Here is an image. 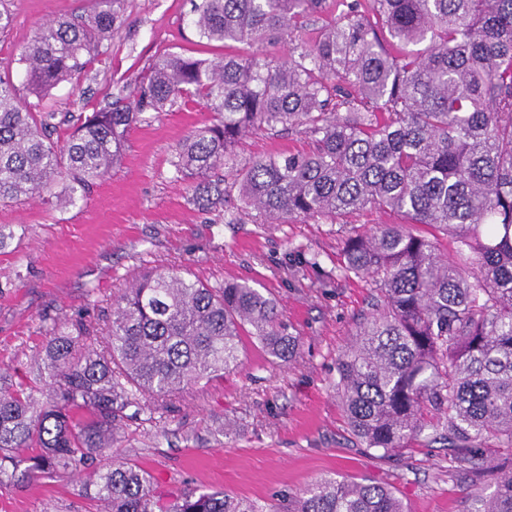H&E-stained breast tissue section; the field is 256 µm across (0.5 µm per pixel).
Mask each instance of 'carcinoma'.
<instances>
[{"label":"carcinoma","instance_id":"cac0c4a2","mask_svg":"<svg viewBox=\"0 0 512 512\" xmlns=\"http://www.w3.org/2000/svg\"><path fill=\"white\" fill-rule=\"evenodd\" d=\"M94 2L42 24L25 46L33 99L0 65V201L46 202L62 180L58 197L72 203L121 163L133 126L180 100L201 104L211 120L174 162L193 176L199 209L222 210L235 191L264 224H334L367 209L403 219L347 235L336 267L374 288L336 362L359 443L390 453L423 438L463 459L489 435L512 447V0H336L340 12L301 38L322 0H198L199 39L288 43V58L165 53L134 93L61 116L46 93L98 62L125 22L126 0ZM70 124L66 140L54 138ZM256 130H295L309 148L239 170L235 147ZM111 307L102 348L76 317L50 328L33 378L0 373V488L87 472L104 512H264L220 490L165 499L137 465L109 456L141 411L166 409L151 402L236 371L242 336L274 362L295 359L299 336L278 302L245 282L154 269ZM493 470L483 512H512V458ZM272 512L406 510L389 488L343 478L285 493Z\"/></svg>","mask_w":512,"mask_h":512}]
</instances>
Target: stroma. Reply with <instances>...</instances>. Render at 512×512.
<instances>
[{"mask_svg":"<svg viewBox=\"0 0 512 512\" xmlns=\"http://www.w3.org/2000/svg\"><path fill=\"white\" fill-rule=\"evenodd\" d=\"M10 29L0 60L24 85L22 49L44 22L90 13L93 0H6ZM191 0H127L125 24L105 42L98 63L46 96L56 112H91L116 93L133 92L163 52L210 58L249 55L260 45L206 43L189 23ZM210 115L175 104L133 127L120 165L71 204L0 202V225L13 235L0 246V371L31 373L51 325L84 315L104 319L118 289L140 271H189L212 283H249L280 303L300 335L287 364L269 362L243 337L242 367L170 397L161 423L141 418L123 434L117 459L146 470L158 494L184 488L224 490L268 507L323 477H353L390 487L408 512H480L494 490L474 463L439 444L415 443L396 454L361 447L336 390V359L368 311L369 280L337 277L347 232L397 223L364 210L337 223L257 224L250 214L228 224L191 201L190 180L172 166L178 144ZM299 134L253 132L236 148L241 163L305 148ZM318 265H311V255ZM72 479H22L0 489V512H96Z\"/></svg>","mask_w":512,"mask_h":512,"instance_id":"stroma-1","label":"stroma"}]
</instances>
